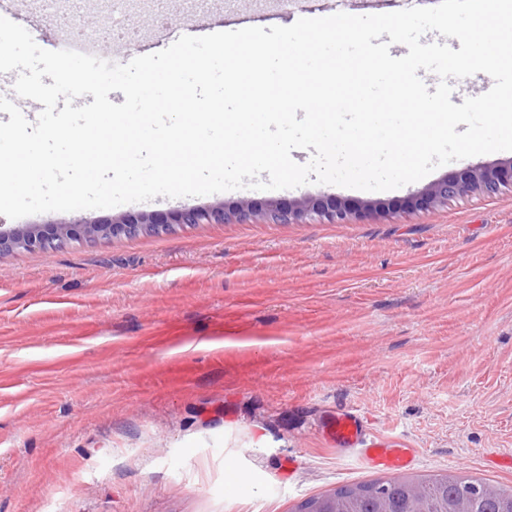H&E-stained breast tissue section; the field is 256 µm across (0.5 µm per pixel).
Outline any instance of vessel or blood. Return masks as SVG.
<instances>
[{
    "instance_id": "vessel-or-blood-1",
    "label": "vessel or blood",
    "mask_w": 512,
    "mask_h": 512,
    "mask_svg": "<svg viewBox=\"0 0 512 512\" xmlns=\"http://www.w3.org/2000/svg\"><path fill=\"white\" fill-rule=\"evenodd\" d=\"M318 429L329 445L354 454L363 465L392 475L412 466L416 459V449L399 447L374 434L369 419L357 410L342 408L326 413Z\"/></svg>"
}]
</instances>
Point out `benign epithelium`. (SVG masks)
<instances>
[{"mask_svg": "<svg viewBox=\"0 0 512 512\" xmlns=\"http://www.w3.org/2000/svg\"><path fill=\"white\" fill-rule=\"evenodd\" d=\"M512 188V172L495 168H467L452 173L433 183L424 193L413 197L409 206L415 210H429L448 204V201L473 195L495 194L503 188ZM386 209L379 205H366L354 210L342 202L322 204L303 201L283 207L270 203L261 210L242 208L226 212L222 207L192 208L172 213L161 221L152 215H142L136 219H122L106 224H61L47 226H0V249L31 250L49 249L73 237L106 238L129 236L147 226L165 224H228L256 222L258 220L276 223H293L316 214L336 224H346L354 218L372 214H382Z\"/></svg>", "mask_w": 512, "mask_h": 512, "instance_id": "benign-epithelium-1", "label": "benign epithelium"}]
</instances>
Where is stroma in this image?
Segmentation results:
<instances>
[{
    "label": "stroma",
    "instance_id": "1",
    "mask_svg": "<svg viewBox=\"0 0 512 512\" xmlns=\"http://www.w3.org/2000/svg\"><path fill=\"white\" fill-rule=\"evenodd\" d=\"M56 33L32 0L14 17L48 50L102 51L98 0ZM147 55L225 22L289 26L339 0H111ZM209 14V24L190 26ZM512 151L456 160L387 191L309 183L45 212L0 225L106 223L143 214L299 200L380 202L332 224H181L169 233L0 252V512H294L381 478L315 429L338 408L417 449L413 476L511 486L490 460L512 449V190L428 211L405 204Z\"/></svg>",
    "mask_w": 512,
    "mask_h": 512
}]
</instances>
